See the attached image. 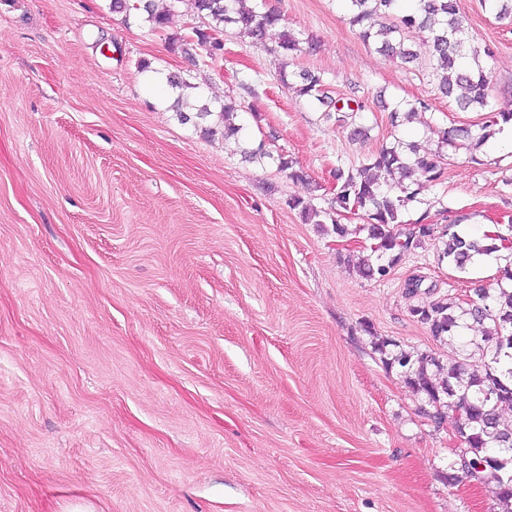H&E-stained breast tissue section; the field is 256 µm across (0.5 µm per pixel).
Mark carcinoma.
Here are the masks:
<instances>
[{"mask_svg": "<svg viewBox=\"0 0 512 512\" xmlns=\"http://www.w3.org/2000/svg\"><path fill=\"white\" fill-rule=\"evenodd\" d=\"M182 0H112V11L145 15L153 29L163 28ZM193 13L208 19L204 28H191L192 36L177 38L182 51L190 54L200 47L207 56L224 54V49L209 42L212 33L221 35L224 27L234 25L247 33L255 43L275 44L273 52L282 58L279 76L287 82L288 57L302 53V39L282 26L280 14L272 8L246 5V0H190ZM349 9L351 23L360 28V36L373 42L376 50L403 64L416 61L417 53L406 43V34L416 32L423 37L429 55L436 62L432 76L439 92L455 101L465 112L489 106L490 76L480 63L466 64L469 55L465 20L458 0H341ZM297 93L313 104L325 107V112L337 114L336 121L346 122L345 114L364 111L363 106L344 103L337 106L324 90L321 75L309 70L298 74ZM168 86L177 92L173 108L183 121L190 120L186 110L195 111L201 135L213 140L238 138L243 126L236 123L240 105L232 99L203 101L200 94L186 93L196 88L181 74L172 72ZM512 120V109L493 113L488 123L478 131L452 128L443 132V143L456 139L473 140L484 144L490 137V126ZM246 158L262 162H277L280 171L296 182L307 181L303 170L283 152H274L265 140H254L244 150ZM444 159L441 152H422L418 146L398 143L383 148L370 157V163L355 170L340 167L334 172L336 194L334 205L317 211L301 198L288 199V207L299 210L305 219L316 224H330L336 236L343 238L348 228L342 224V212L361 216L364 229L373 240L371 255L359 259L357 272L367 279H383L407 253L419 248L433 231L422 227L426 216L407 223L403 211L427 184L442 180ZM446 237L444 255L458 269L499 251L496 241L505 236L486 234L477 239L458 230V225L441 228ZM512 282V263L499 268L500 285L480 288L475 296L463 301L456 296H442L411 308V316L425 325L431 336L448 344L455 343L468 328L464 318L475 323L490 322L493 330L484 339H469L459 349L448 351L447 362L429 352L406 351L393 341H382L378 352L390 366L401 368L404 382L413 392L424 396L435 409V417L454 421L458 434L472 465L482 466L479 482L495 494L500 512H512V426L501 421L503 407H512V289L501 281ZM445 375L436 378L433 371Z\"/></svg>", "mask_w": 512, "mask_h": 512, "instance_id": "cac0c4a2", "label": "carcinoma"}]
</instances>
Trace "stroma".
<instances>
[{"mask_svg": "<svg viewBox=\"0 0 512 512\" xmlns=\"http://www.w3.org/2000/svg\"><path fill=\"white\" fill-rule=\"evenodd\" d=\"M110 3L0 0V512H498L483 485L448 483L453 420L435 424L375 349L446 358L406 281L464 298L494 277L441 261L434 235L363 278L359 216L339 238L287 201L329 208L336 167L401 139L445 157L405 221L512 233V152L472 157L438 135L512 109V21L458 0L470 45L493 52L490 106L463 112L419 34L417 64L393 62L339 0H267L313 42L285 81L233 28L223 57H185L188 0L158 30ZM306 69L363 105L368 139L297 96ZM171 72L235 98L246 135L307 181L179 121L150 82ZM418 100L429 111L392 125ZM248 160L263 162L265 159L277 162L280 171L284 172L288 179L296 182L307 181V175L300 168H296L294 161L288 158V154L277 152L270 147L264 139L253 140L249 148L243 151Z\"/></svg>", "mask_w": 512, "mask_h": 512, "instance_id": "35a3bbf8", "label": "stroma"}]
</instances>
